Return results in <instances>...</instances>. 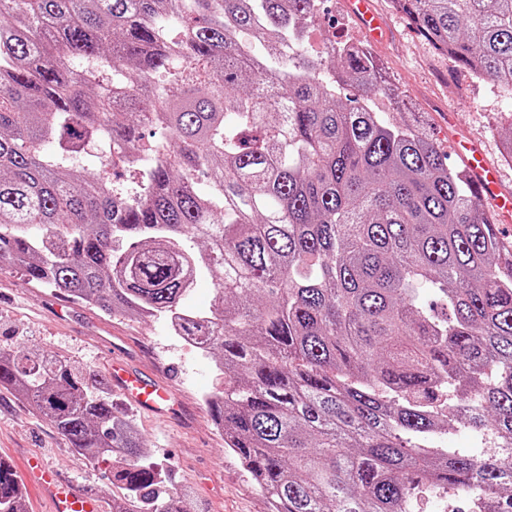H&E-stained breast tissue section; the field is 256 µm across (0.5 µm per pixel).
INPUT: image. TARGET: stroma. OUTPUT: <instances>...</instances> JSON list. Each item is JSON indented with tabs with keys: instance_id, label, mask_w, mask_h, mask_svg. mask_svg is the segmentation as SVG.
Here are the masks:
<instances>
[{
	"instance_id": "35a3bbf8",
	"label": "stroma",
	"mask_w": 512,
	"mask_h": 512,
	"mask_svg": "<svg viewBox=\"0 0 512 512\" xmlns=\"http://www.w3.org/2000/svg\"><path fill=\"white\" fill-rule=\"evenodd\" d=\"M374 2L388 20L389 36L373 52L395 91L394 97L380 100V109L403 113L448 152L452 166L460 163L451 152L454 137L479 141L489 160L502 165L504 185L512 191V166L502 163L500 135L512 114V98L432 49L390 0ZM361 32L345 0H325L309 37L317 45L332 33L345 39ZM8 345L36 346L104 375L116 356L144 375L171 382L180 393L174 416L131 410L146 452L164 467L172 487L185 494L191 512H266L262 495L225 447L203 401L220 382L213 359L184 346L161 318L109 316L52 288L33 285L5 266L0 268V346ZM35 455L102 506L121 494L104 467L76 458L47 418L0 391V456L21 473Z\"/></svg>"
}]
</instances>
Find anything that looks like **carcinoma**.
Masks as SVG:
<instances>
[{
  "label": "carcinoma",
  "instance_id": "obj_1",
  "mask_svg": "<svg viewBox=\"0 0 512 512\" xmlns=\"http://www.w3.org/2000/svg\"><path fill=\"white\" fill-rule=\"evenodd\" d=\"M323 2L0 0V263L214 356L206 405L267 512H411L423 487L512 512V245L374 109L371 53L286 55ZM394 2L512 94V0ZM202 279L209 314L183 306ZM2 389L112 462V512H187L107 377L0 348ZM453 423L502 454L448 447ZM23 497L0 467V512Z\"/></svg>",
  "mask_w": 512,
  "mask_h": 512
}]
</instances>
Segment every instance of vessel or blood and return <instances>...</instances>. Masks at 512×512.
Returning <instances> with one entry per match:
<instances>
[{"instance_id":"vessel-or-blood-1","label":"vessel or blood","mask_w":512,"mask_h":512,"mask_svg":"<svg viewBox=\"0 0 512 512\" xmlns=\"http://www.w3.org/2000/svg\"><path fill=\"white\" fill-rule=\"evenodd\" d=\"M348 7L368 39L379 41L383 25L373 0H348ZM456 153L463 161L472 188L481 202L491 205L500 223L512 222V194L503 190L498 172L488 163L480 146L461 140L456 144ZM110 377L115 391L143 409L164 414L175 407L176 397L168 385L130 369L120 359H112ZM27 477L41 487L51 504V512H100V504L95 497L64 480L40 457L30 459Z\"/></svg>"}]
</instances>
